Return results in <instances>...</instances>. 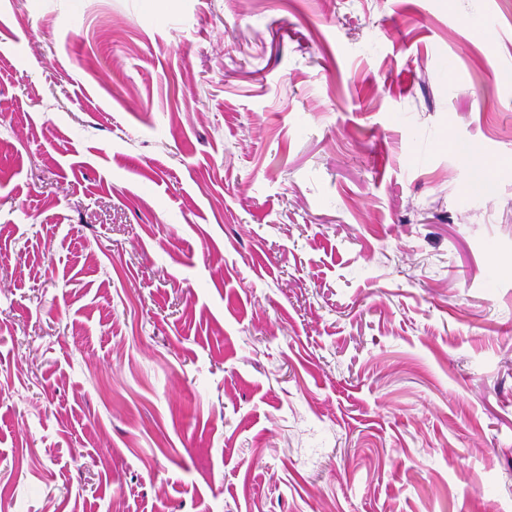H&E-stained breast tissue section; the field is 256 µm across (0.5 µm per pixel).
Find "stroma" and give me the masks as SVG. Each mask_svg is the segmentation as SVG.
<instances>
[{
  "mask_svg": "<svg viewBox=\"0 0 512 512\" xmlns=\"http://www.w3.org/2000/svg\"><path fill=\"white\" fill-rule=\"evenodd\" d=\"M0 512H512V0H0Z\"/></svg>",
  "mask_w": 512,
  "mask_h": 512,
  "instance_id": "35a3bbf8",
  "label": "stroma"
}]
</instances>
